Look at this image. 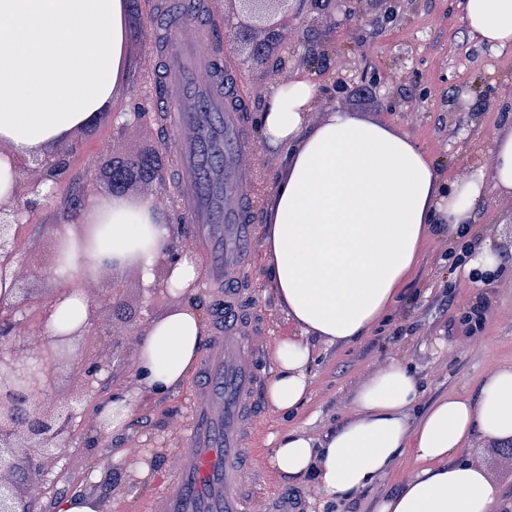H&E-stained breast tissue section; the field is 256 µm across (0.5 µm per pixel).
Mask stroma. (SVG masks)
<instances>
[{"instance_id":"35a3bbf8","label":"stroma","mask_w":512,"mask_h":512,"mask_svg":"<svg viewBox=\"0 0 512 512\" xmlns=\"http://www.w3.org/2000/svg\"><path fill=\"white\" fill-rule=\"evenodd\" d=\"M203 2L214 37L210 49L236 73L244 95L250 149L242 162L266 189H273L283 156L266 146L258 118L272 93L300 70L318 85L321 105L390 122L428 153L446 179L489 168L494 138L512 123V45L497 49L472 38L463 0H351L349 18L336 0H291L287 22L305 30L306 38L283 43L265 63L254 56L251 42L237 40L233 0ZM137 8V17L128 21V67L110 117L70 135L65 173L50 187L45 206L22 217L17 245L23 286L53 287L48 273L60 228L66 224L82 233L79 211L110 192L102 174L109 162L159 157V178L133 182L127 193L165 211L174 226L168 253L192 250L169 182L173 143L153 109L156 0H138ZM487 240L502 262L477 287L462 257ZM244 259L250 300L269 341H277L291 327L266 280L261 243ZM71 285L87 296L90 314L80 339L85 355L61 381L77 382L83 395L75 405L71 443L56 449L43 479L34 483L30 510L54 512L60 497L90 489L108 502L110 512H151L184 450L179 430L191 415L197 372H190L176 394L142 399L121 433H96L95 416L100 402L134 390L139 342L150 322L177 300L165 285L144 287L130 268L91 279L78 273ZM393 360L408 363L425 404L450 392L477 393L487 371L512 365V202L496 190L478 203L469 236L426 242L388 318L368 336L345 346L316 344L311 398L291 416L267 410L257 466L270 467L272 435L303 428L320 436L337 426L350 414L361 384ZM414 467L413 459L402 458L348 500L327 498L297 480L274 475L270 481L300 494L304 512H375L377 502L396 492Z\"/></svg>"}]
</instances>
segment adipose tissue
<instances>
[{
	"mask_svg": "<svg viewBox=\"0 0 512 512\" xmlns=\"http://www.w3.org/2000/svg\"><path fill=\"white\" fill-rule=\"evenodd\" d=\"M470 35L493 47L512 44V0H465ZM125 0H0V206L13 205L16 160L53 150L97 118L119 94L126 56ZM318 89L295 74L259 118L266 144L287 150L262 228L269 283L294 327L273 352L266 397L289 413L309 401L310 338L346 345L366 336L396 301L433 226L469 232L487 187L512 198V128L491 145L488 170L443 183L427 154L392 124L333 107L316 112ZM82 235L62 228L67 252L51 278L64 286L50 333L86 325L89 303L68 288L75 272L137 267L146 287L180 297L151 322L138 346L137 395L101 406L98 431L122 432L138 395L175 391L190 373L206 326L187 302L199 278L191 255H168L166 213L151 201L104 196L81 217ZM408 368L392 361L357 391L351 414L316 438L293 430L269 455L283 478H312L329 498L372 486L394 463L417 470L376 512H501L506 502L468 451L512 445V365L488 371L477 395L451 393L419 417Z\"/></svg>",
	"mask_w": 512,
	"mask_h": 512,
	"instance_id": "1",
	"label": "adipose tissue"
}]
</instances>
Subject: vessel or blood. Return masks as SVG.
<instances>
[{
    "instance_id": "b4317fda",
    "label": "vessel or blood",
    "mask_w": 512,
    "mask_h": 512,
    "mask_svg": "<svg viewBox=\"0 0 512 512\" xmlns=\"http://www.w3.org/2000/svg\"><path fill=\"white\" fill-rule=\"evenodd\" d=\"M155 109L165 115L174 142L178 192L188 236L209 266L212 287L225 290L213 334L201 353L200 383L183 438L173 485L152 512H301L302 500L285 490L251 491L258 424L264 415V375L258 359L266 347L260 316L240 289L241 255L252 247L254 210L242 189L250 171L239 157L247 143L238 86L224 87L220 55L193 44L163 53ZM237 186L220 195L219 183Z\"/></svg>"
}]
</instances>
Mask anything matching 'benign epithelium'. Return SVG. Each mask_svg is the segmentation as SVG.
<instances>
[{
	"label": "benign epithelium",
	"instance_id": "7a95c632",
	"mask_svg": "<svg viewBox=\"0 0 512 512\" xmlns=\"http://www.w3.org/2000/svg\"><path fill=\"white\" fill-rule=\"evenodd\" d=\"M289 0H237L240 28L264 30L267 38L253 43L254 55L265 58L271 47L288 38L301 39L303 32L288 30L276 19L288 10ZM37 175L20 182L17 198L24 209L7 212L0 208V277L19 282L15 266L17 226L23 211H35L44 198L40 187L57 181L67 165V154L35 159ZM33 291L19 289L10 314L0 318V512H26L25 486L39 480L56 448H65L73 436L75 417L71 400L47 403L54 390L55 371L78 359L73 341L79 332L60 334L48 340L46 348L36 349L23 336L13 334L24 323L33 302Z\"/></svg>",
	"mask_w": 512,
	"mask_h": 512
}]
</instances>
